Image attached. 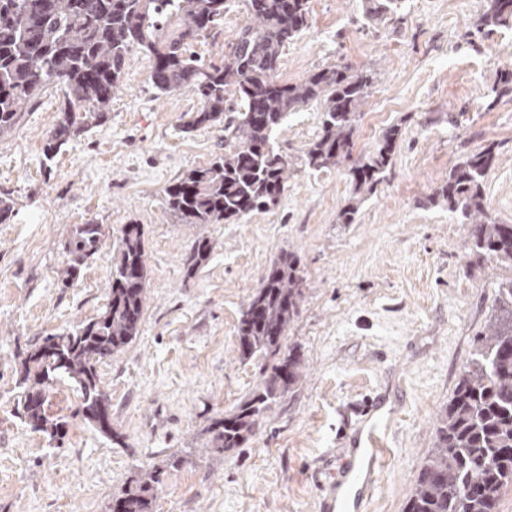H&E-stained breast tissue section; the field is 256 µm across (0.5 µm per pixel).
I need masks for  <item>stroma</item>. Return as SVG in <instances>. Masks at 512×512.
Here are the masks:
<instances>
[{"mask_svg": "<svg viewBox=\"0 0 512 512\" xmlns=\"http://www.w3.org/2000/svg\"><path fill=\"white\" fill-rule=\"evenodd\" d=\"M485 0H402L375 21L366 0H309L310 25L285 48L280 78L294 83L333 65L375 76L359 118L356 152L393 126L402 135L392 170L361 199L355 223L336 221L352 186L346 169L300 163L321 114H289L277 148L295 157L277 207L235 224L177 223L164 189L224 151V128L184 132L196 111L188 92L160 94L150 59L135 51L102 126L45 160L60 96L47 91L0 138V192L16 214L0 224V512H110L141 469L158 467L156 512H320L321 484L336 477L355 433L371 427L367 399L381 400L387 448L364 512H403L474 341L485 332L512 267L475 263L460 212L428 196L465 154L493 147L484 194L491 215L512 224V96L495 97L512 61V29H481ZM245 22L230 8L195 44L220 60ZM108 237L72 285L60 271L77 224ZM140 225L149 267L139 334L103 362L112 399L110 441L85 419L72 385L57 382L47 413L64 422L49 438L17 409L23 361L46 336L95 318L107 302L122 229ZM208 261L187 274L198 238ZM284 251L300 259L303 296L283 348H297L306 376L274 399L244 447L209 449V429L262 382L272 358L241 360L237 324Z\"/></svg>", "mask_w": 512, "mask_h": 512, "instance_id": "obj_1", "label": "stroma"}]
</instances>
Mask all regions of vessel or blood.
<instances>
[{
	"instance_id": "obj_1",
	"label": "vessel or blood",
	"mask_w": 512,
	"mask_h": 512,
	"mask_svg": "<svg viewBox=\"0 0 512 512\" xmlns=\"http://www.w3.org/2000/svg\"><path fill=\"white\" fill-rule=\"evenodd\" d=\"M367 442L366 448L349 450V463L340 478L327 488L321 512H362L382 466V443L377 432H369Z\"/></svg>"
}]
</instances>
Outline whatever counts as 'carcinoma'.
Here are the masks:
<instances>
[{"instance_id":"cac0c4a2","label":"carcinoma","mask_w":512,"mask_h":512,"mask_svg":"<svg viewBox=\"0 0 512 512\" xmlns=\"http://www.w3.org/2000/svg\"><path fill=\"white\" fill-rule=\"evenodd\" d=\"M241 2L245 24L217 65L206 62L194 45L224 18L229 0H0V138L17 129L36 98L58 87L63 106L44 145L45 157L52 159L70 139L105 123L129 56L139 49L151 60L154 88L198 98L197 111L180 116L183 131L224 121V154L187 170L165 188L167 209L178 223L236 224L250 212L277 206L293 161L275 149L274 134L290 113L314 103L322 129L301 160L315 170L348 166L352 196L336 214V223H355L358 202L386 179L401 136V128L393 126L372 151L353 156L358 116L373 73L336 65L313 70L295 83L281 81L283 50L309 27V0ZM399 2L368 0V16L380 21ZM477 27L512 28V0H486ZM493 92L512 95V63L499 70ZM495 161L490 147L460 158L428 201L462 213L476 259L512 266V224L496 222L485 205L483 182ZM106 238L101 224L75 225L67 244L70 260L61 270L65 284L78 278ZM211 250L210 240H197L188 271L205 262ZM147 282L142 233L139 225L129 224L118 243L103 311L68 333L46 338L23 361L21 405L33 430L51 438L61 433L64 423L50 418L45 406L53 379L63 377L80 392L85 419L112 436L111 396L98 366L137 336ZM301 298L298 260L284 253L268 269L237 326L240 359L269 355L276 362L255 395L213 423L210 448L242 447L269 402L304 378L295 350L279 355ZM162 474L158 467L136 474L112 501V512H153V489ZM509 486L512 279L500 285L486 332L437 415L434 448L418 471L405 512H498L501 493Z\"/></svg>"}]
</instances>
